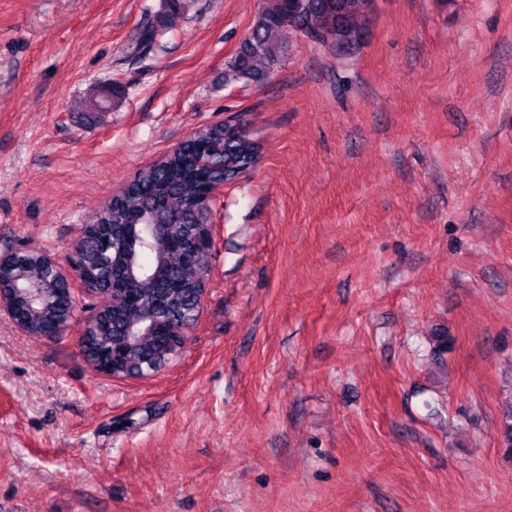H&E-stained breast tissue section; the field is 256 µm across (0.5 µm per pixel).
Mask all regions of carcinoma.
I'll list each match as a JSON object with an SVG mask.
<instances>
[{
  "mask_svg": "<svg viewBox=\"0 0 512 512\" xmlns=\"http://www.w3.org/2000/svg\"><path fill=\"white\" fill-rule=\"evenodd\" d=\"M185 0H166L162 24H146L139 29L133 41L132 52L149 56L162 37L170 32L183 15ZM375 0H266L258 20L244 40L239 54L224 72V86L230 90L245 91L261 80L267 70L277 64L281 45L273 34L288 28L327 38L336 46L357 42L369 21ZM94 111L106 112L119 90L100 86L97 89ZM236 149V159L242 166L252 161L255 145L248 138V130L230 124L202 129L186 141L176 153H168L158 162L143 168L123 193L96 212L89 222V235L98 233L101 224H165L168 233L186 241H193L195 225L202 223L207 203L204 189L224 179V162L228 158L227 144ZM203 156L210 165H197ZM136 262L150 270L152 277L144 280H125L120 287L125 293L145 296L148 307L164 319H186L192 314L201 287L200 272L187 263L185 255L168 250L163 240L154 239L149 247H141ZM102 257L96 247H83L78 265L85 270H97ZM25 279L40 280L46 288L43 303L35 312H28L24 300L13 292L15 285ZM0 290L23 312L32 330L49 332L68 313L59 293V284L42 262V256L33 253L0 273ZM139 312L115 300L100 309V316L84 328L78 346L85 358L94 363L110 357L112 348L120 343L113 325H123ZM173 348H161L151 338L130 349L122 361L115 363V371L126 372L129 365L149 369L165 367Z\"/></svg>",
  "mask_w": 512,
  "mask_h": 512,
  "instance_id": "carcinoma-1",
  "label": "carcinoma"
}]
</instances>
